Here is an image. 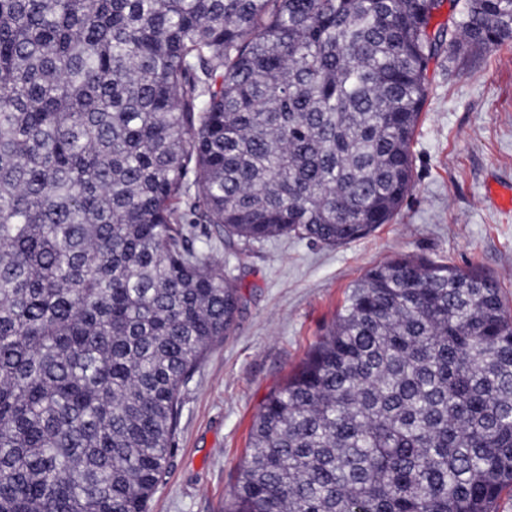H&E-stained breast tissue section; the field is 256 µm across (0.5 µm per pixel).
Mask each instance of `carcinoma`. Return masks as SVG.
Returning <instances> with one entry per match:
<instances>
[{"label":"carcinoma","instance_id":"1","mask_svg":"<svg viewBox=\"0 0 512 512\" xmlns=\"http://www.w3.org/2000/svg\"><path fill=\"white\" fill-rule=\"evenodd\" d=\"M511 39L512 0H0V512H148L239 312L194 225L333 247L391 223L430 60ZM505 493L512 313L404 256L268 396L227 512Z\"/></svg>","mask_w":512,"mask_h":512}]
</instances>
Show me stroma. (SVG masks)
I'll return each mask as SVG.
<instances>
[{"instance_id": "stroma-1", "label": "stroma", "mask_w": 512, "mask_h": 512, "mask_svg": "<svg viewBox=\"0 0 512 512\" xmlns=\"http://www.w3.org/2000/svg\"><path fill=\"white\" fill-rule=\"evenodd\" d=\"M412 145L414 186L393 223L329 247L295 237L220 243L198 224L241 283L233 333L214 345L182 390L168 467L150 512H224L258 411L332 324L370 268L403 255L447 262L499 282L512 311V210L490 186H512V43L492 52L440 50Z\"/></svg>"}]
</instances>
